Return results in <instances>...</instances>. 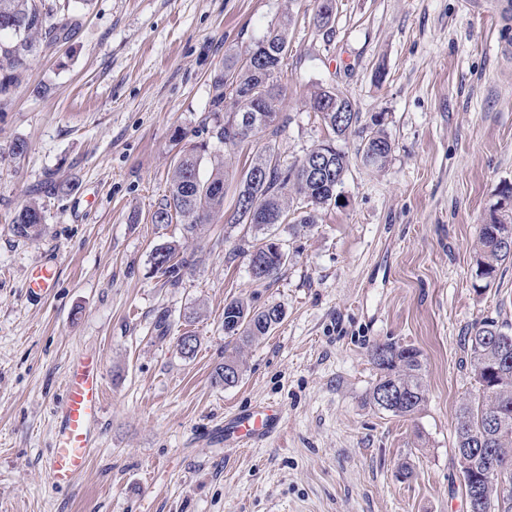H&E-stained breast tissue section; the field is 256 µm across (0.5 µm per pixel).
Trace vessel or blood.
I'll list each match as a JSON object with an SVG mask.
<instances>
[{"label":"vessel or blood","mask_w":512,"mask_h":512,"mask_svg":"<svg viewBox=\"0 0 512 512\" xmlns=\"http://www.w3.org/2000/svg\"><path fill=\"white\" fill-rule=\"evenodd\" d=\"M56 277L55 262L43 261L29 286L30 299H41ZM104 398L100 361L89 356L76 359L65 381V396L54 411V445L48 463L54 487L71 485L85 469ZM281 428V411L269 404L234 411L222 424L207 429L205 437L228 448H244L270 438Z\"/></svg>","instance_id":"obj_1"}]
</instances>
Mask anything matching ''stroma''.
<instances>
[{
  "label": "stroma",
  "instance_id": "obj_1",
  "mask_svg": "<svg viewBox=\"0 0 512 512\" xmlns=\"http://www.w3.org/2000/svg\"><path fill=\"white\" fill-rule=\"evenodd\" d=\"M90 0L66 7L74 30L44 48L0 105V512H468L454 450L456 410L475 387L464 349L474 323L512 324V264L474 289L473 248L512 185V55L498 0ZM291 15L282 64L285 127L228 154L213 136L212 84L226 52H245ZM336 87L363 118L380 115L394 150L364 166L358 136L342 203L306 226L292 208L272 233L288 260L253 279L248 225L228 221L247 161L269 148L291 165L325 139L306 103ZM209 146L224 164V214L195 234L156 224L180 150ZM24 141L23 156L12 155ZM40 202L45 231L17 236ZM189 265L171 287L161 244ZM54 288L28 297L36 267ZM281 305L268 335L243 347L224 306ZM198 338L192 356L177 340ZM420 353L427 399L409 417L375 408L374 345ZM97 354L105 408L87 466L66 489L47 469L53 408L72 360ZM237 385H213L225 356ZM272 403L280 435L248 448L205 441L236 409ZM412 474L402 477L401 465ZM43 207L36 200L24 203L18 210L13 231L24 238H37L45 230ZM181 244L172 241L162 244L152 253V265L154 270L160 273L166 282L177 287L183 276V270L189 265V261L182 254ZM57 277L56 263L49 259L41 263L29 286V297L33 301L40 300L48 288H52Z\"/></svg>",
  "mask_w": 512,
  "mask_h": 512
}]
</instances>
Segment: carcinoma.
<instances>
[{
    "instance_id": "carcinoma-1",
    "label": "carcinoma",
    "mask_w": 512,
    "mask_h": 512,
    "mask_svg": "<svg viewBox=\"0 0 512 512\" xmlns=\"http://www.w3.org/2000/svg\"><path fill=\"white\" fill-rule=\"evenodd\" d=\"M52 18V10L42 0H0V100L8 99L13 88L25 79L30 61L42 46L69 38L71 23L54 22ZM290 24L291 17L287 15L266 36L254 42L246 51L253 56L250 64L238 53L224 55V71L214 80L212 111L223 112L229 103L239 117L262 111L269 121L261 133L279 135L282 130L279 104L286 92L281 78L284 60L281 51L288 47ZM332 96L343 103L344 112H320L328 140L286 167L271 151H259L241 172L232 221L247 224L262 234L245 250L247 256H255L267 264L268 271L259 278L261 282L277 276L288 259L286 253L270 252L268 242L274 236L267 230L282 223L296 200L322 208L336 201L349 165L348 155L336 147V141L359 134L362 163L377 169L385 166L393 150L383 119L375 115L368 122L362 121L360 113L352 111L343 91L318 86L310 93L309 106L319 112L318 104ZM214 135L227 152L249 139L247 134L229 138L221 121L216 122ZM176 136L183 147L171 171L167 202L154 212L153 221L169 224L176 217L192 234L212 217L224 213V164L215 163L210 176L202 178L200 167L208 145L187 141L183 132H176ZM314 164L322 165L326 171V178L320 183L305 174V167ZM506 225L512 227L511 216L494 215L487 230L479 232L475 273L482 282V290L495 282L502 265L512 263V240L503 242L494 236V230ZM44 230L43 207L35 200L24 203L15 217L14 233L37 238ZM181 249V244L172 241L158 246L152 253L154 270L173 287L180 284L183 270L189 265L180 255ZM283 319L284 311L278 304L256 307L232 300L224 305V334L242 341L253 340L269 334ZM467 351L475 391L459 403L455 448L489 449L475 458L474 469L477 474L493 471L496 479L476 493L471 492L468 484L462 487L467 501H476L470 512H512V326L493 319L480 321L467 336ZM371 360L378 371L370 393L372 404L380 406L379 395L389 388L397 394V401L387 411L401 417L415 414L425 401L419 351L395 342L379 343L371 350ZM241 373L240 361L228 359L214 369L212 383L232 387L238 383Z\"/></svg>"
}]
</instances>
